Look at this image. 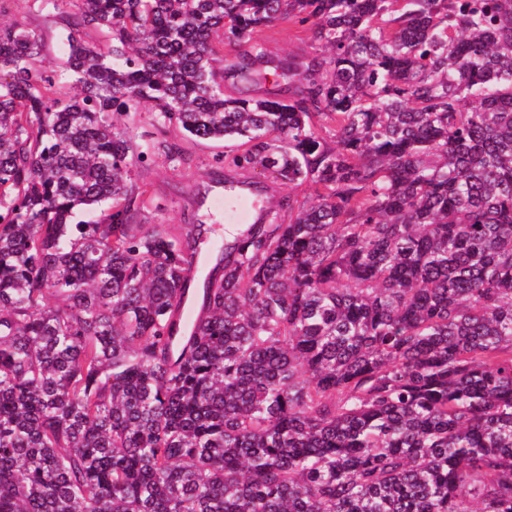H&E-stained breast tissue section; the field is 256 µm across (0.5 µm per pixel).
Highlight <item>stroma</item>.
<instances>
[{"mask_svg":"<svg viewBox=\"0 0 512 512\" xmlns=\"http://www.w3.org/2000/svg\"><path fill=\"white\" fill-rule=\"evenodd\" d=\"M77 11L75 0H22L18 5L8 0L0 19L35 33L47 56L61 66L68 57L69 38L96 48L104 47L107 42L105 34L95 25L71 27L70 21ZM259 37L269 57L275 60L294 57L306 61L316 54L317 45L305 24L282 22L263 30ZM125 122L136 129L141 150L153 155L149 166L132 168L133 181L148 184L157 202L156 207L143 213L142 223L170 226L203 223L198 190L212 182L218 157L224 151L223 144L189 139L174 126H157L148 108L126 116ZM162 140L180 147V158L171 161L155 153V146Z\"/></svg>","mask_w":512,"mask_h":512,"instance_id":"35a3bbf8","label":"stroma"}]
</instances>
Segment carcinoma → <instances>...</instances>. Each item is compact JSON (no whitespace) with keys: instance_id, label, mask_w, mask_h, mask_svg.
Here are the masks:
<instances>
[{"instance_id":"carcinoma-1","label":"carcinoma","mask_w":512,"mask_h":512,"mask_svg":"<svg viewBox=\"0 0 512 512\" xmlns=\"http://www.w3.org/2000/svg\"><path fill=\"white\" fill-rule=\"evenodd\" d=\"M77 3L112 45L68 80L0 21V512H512V0ZM294 20L293 99L225 94ZM147 103L311 189L191 332L204 225L141 223L114 119ZM310 23L282 22L258 33L272 59L295 57L307 61L316 56L318 44L311 38Z\"/></svg>"}]
</instances>
